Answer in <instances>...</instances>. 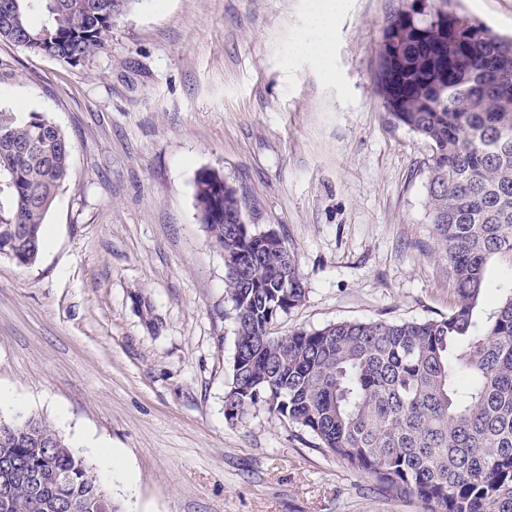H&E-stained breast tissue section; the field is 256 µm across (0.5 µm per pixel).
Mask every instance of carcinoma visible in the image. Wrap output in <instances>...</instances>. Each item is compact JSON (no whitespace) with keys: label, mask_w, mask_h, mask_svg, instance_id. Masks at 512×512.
I'll return each instance as SVG.
<instances>
[{"label":"carcinoma","mask_w":512,"mask_h":512,"mask_svg":"<svg viewBox=\"0 0 512 512\" xmlns=\"http://www.w3.org/2000/svg\"><path fill=\"white\" fill-rule=\"evenodd\" d=\"M115 0H0V41L79 62L104 47ZM448 11L394 14L376 82L393 120L431 144L426 206L454 290L448 314L343 321L273 335L306 297L284 240L247 223L214 170L194 205L224 251L235 357L224 413L263 408L423 512H512V82L473 74L512 40L463 35ZM71 147L44 112L0 107V257L34 264ZM0 512H121L81 452L45 420L0 418Z\"/></svg>","instance_id":"carcinoma-1"}]
</instances>
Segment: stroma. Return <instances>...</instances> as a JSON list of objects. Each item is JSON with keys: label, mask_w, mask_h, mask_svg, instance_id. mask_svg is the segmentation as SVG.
<instances>
[{"label": "stroma", "mask_w": 512, "mask_h": 512, "mask_svg": "<svg viewBox=\"0 0 512 512\" xmlns=\"http://www.w3.org/2000/svg\"><path fill=\"white\" fill-rule=\"evenodd\" d=\"M311 4L143 0L74 63L0 41V106L47 113L71 146L40 258L0 257V418L50 422L122 512H421L284 418L224 416L234 312L199 170L295 258L306 298L275 334L454 300L425 206L431 147L376 89L403 0H341L324 61L296 50ZM450 6L512 36V0Z\"/></svg>", "instance_id": "1"}]
</instances>
